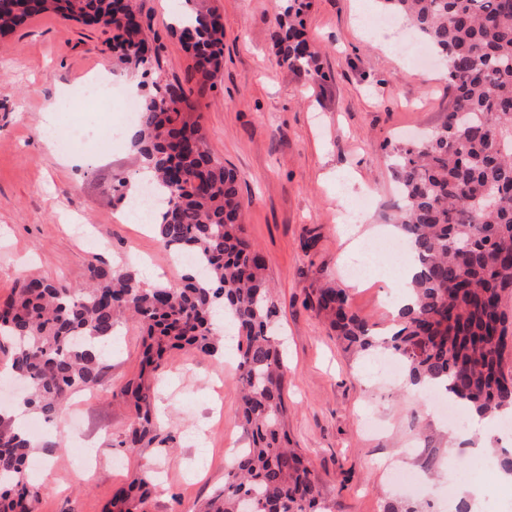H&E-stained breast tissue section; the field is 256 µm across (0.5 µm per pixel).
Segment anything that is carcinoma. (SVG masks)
Listing matches in <instances>:
<instances>
[{
  "label": "carcinoma",
  "instance_id": "1",
  "mask_svg": "<svg viewBox=\"0 0 512 512\" xmlns=\"http://www.w3.org/2000/svg\"><path fill=\"white\" fill-rule=\"evenodd\" d=\"M179 39L191 54L185 81L153 84L140 102L131 146L163 196L155 222L161 245L193 258L173 285L144 287L136 273L90 265L81 287L28 275L0 302V353L8 374L30 384L29 410L49 422L71 396L99 384L106 351L127 316L146 327L140 371L120 389L135 418L119 445L168 440L152 414L145 374L173 349L212 356L224 347L217 317L236 341L241 426L248 445L227 466L224 488L203 512H325L309 465L289 447L285 366L274 326L279 307L263 276L265 258L240 223L235 172L210 149L193 96L224 67V24L208 0H185ZM386 13L431 44L446 63L448 116L419 142L393 148L392 177L403 206L404 240L417 255L414 304L398 329L377 334L350 310L340 288L318 290L316 304L345 349L400 358L412 384H442L472 413L512 411L506 346L512 331V0H383ZM309 0H289L271 40L279 63L324 78L304 38ZM54 13L112 33L118 63L147 74L157 58L143 50L146 29L131 0H0V38L26 20ZM35 446L0 419V512H34L42 488L29 481ZM148 481L136 474L112 498L113 512H148Z\"/></svg>",
  "mask_w": 512,
  "mask_h": 512
}]
</instances>
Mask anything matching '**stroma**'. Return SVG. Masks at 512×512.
Segmentation results:
<instances>
[{"label":"stroma","instance_id":"35a3bbf8","mask_svg":"<svg viewBox=\"0 0 512 512\" xmlns=\"http://www.w3.org/2000/svg\"><path fill=\"white\" fill-rule=\"evenodd\" d=\"M360 3L310 0L305 32L326 74L317 81L278 64L270 33L281 9L274 0H210L224 22V71L198 107L211 150L239 176L242 222L266 259L279 305L288 431L315 472L326 512H384L396 500L454 512L462 493L448 485L461 467L446 448L428 446L449 426L403 381L380 376L373 357L345 351L310 303L329 282L346 290L359 317L389 326L404 261L350 247L337 216L355 209L370 224H392L399 196L390 149L400 138L440 126L448 110L442 67L421 68L408 55L382 48L365 23L380 4L372 0L364 10ZM136 5L160 47V67L139 77V90L157 78L184 77L190 54L168 28L178 0ZM105 39L99 28L52 13L0 39V110L9 114L0 130V301L22 273L77 286L100 262L140 276L156 268L172 284L184 272L150 225L125 218L112 190L116 177L140 165L126 136L132 123L117 107L108 117L92 114L76 96L87 76L110 64ZM60 96L69 110L63 132L79 130L83 141L97 144V162L65 164L61 150L43 143L44 104ZM108 122L121 132L110 147L101 135ZM75 222L88 225L90 236H75ZM355 260L368 274L364 285L351 288L346 269ZM141 345L140 325L123 322L104 381L72 398L78 425L62 418L63 447L37 450L35 461L46 464L53 479L35 474L43 487L35 512H108L113 493L143 469L160 481L150 512H199L223 487L227 452L244 444L235 350L225 347L219 359L173 351L159 371L156 398L173 443L122 448L134 410L117 392L137 373ZM77 431L104 448L93 471H85L72 442ZM410 442L417 448L408 455ZM430 454V481L416 490L393 484L390 465L418 470ZM467 484L474 490L472 512H492L493 494L512 488L496 467Z\"/></svg>","mask_w":512,"mask_h":512}]
</instances>
